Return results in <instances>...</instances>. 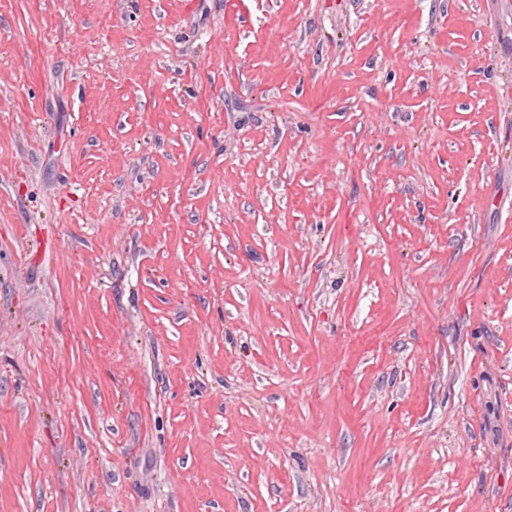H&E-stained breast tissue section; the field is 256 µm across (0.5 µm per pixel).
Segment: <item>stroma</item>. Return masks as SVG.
I'll list each match as a JSON object with an SVG mask.
<instances>
[{
    "mask_svg": "<svg viewBox=\"0 0 512 512\" xmlns=\"http://www.w3.org/2000/svg\"><path fill=\"white\" fill-rule=\"evenodd\" d=\"M0 512H512V0H0Z\"/></svg>",
    "mask_w": 512,
    "mask_h": 512,
    "instance_id": "1",
    "label": "stroma"
}]
</instances>
